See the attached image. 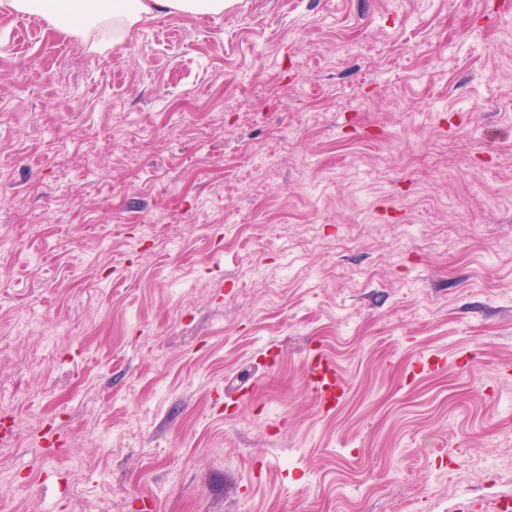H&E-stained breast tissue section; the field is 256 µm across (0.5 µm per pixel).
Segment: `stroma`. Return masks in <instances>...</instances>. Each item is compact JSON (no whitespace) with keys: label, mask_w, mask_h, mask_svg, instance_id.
<instances>
[{"label":"stroma","mask_w":512,"mask_h":512,"mask_svg":"<svg viewBox=\"0 0 512 512\" xmlns=\"http://www.w3.org/2000/svg\"><path fill=\"white\" fill-rule=\"evenodd\" d=\"M3 415L0 512L512 496V0L0 9ZM18 13L38 14L67 34L102 30L112 23V39L94 43L115 46L126 41L133 27L143 20L169 15H219L229 0H6ZM305 383L319 411L331 414L347 392V384L334 358L314 349L305 359Z\"/></svg>","instance_id":"stroma-1"}]
</instances>
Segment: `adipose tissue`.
I'll use <instances>...</instances> for the list:
<instances>
[{
    "mask_svg": "<svg viewBox=\"0 0 512 512\" xmlns=\"http://www.w3.org/2000/svg\"><path fill=\"white\" fill-rule=\"evenodd\" d=\"M12 10L38 14L62 32L111 28L112 44L126 41L141 21L169 15H219L230 0H6Z\"/></svg>",
    "mask_w": 512,
    "mask_h": 512,
    "instance_id": "1",
    "label": "adipose tissue"
}]
</instances>
